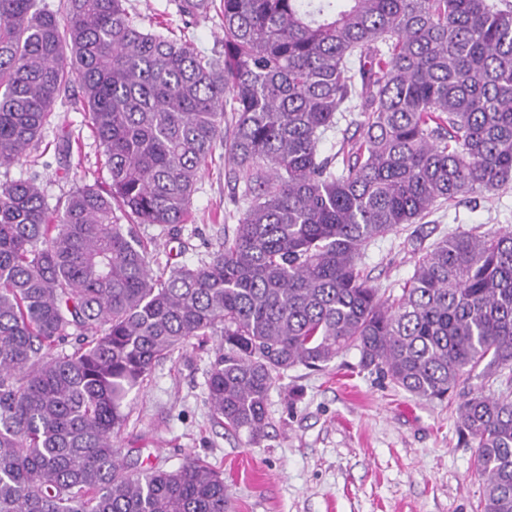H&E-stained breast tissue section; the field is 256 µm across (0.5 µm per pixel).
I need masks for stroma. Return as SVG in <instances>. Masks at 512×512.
Wrapping results in <instances>:
<instances>
[{
	"instance_id": "obj_1",
	"label": "stroma",
	"mask_w": 512,
	"mask_h": 512,
	"mask_svg": "<svg viewBox=\"0 0 512 512\" xmlns=\"http://www.w3.org/2000/svg\"><path fill=\"white\" fill-rule=\"evenodd\" d=\"M178 0H128L142 23L164 19L208 56L224 53L220 10L184 21ZM70 140L71 153L59 151ZM216 146L193 195L191 222L168 231L152 224L136 233L162 273L193 264L218 239L233 235L240 187ZM36 178L48 206L77 185L110 183L105 156L89 125L78 86L54 106L52 122L28 159L0 168V186ZM512 231V184L485 192L371 241L359 267L367 283L399 296L418 259L442 238L471 227ZM217 338L192 340L161 361L129 396V419L118 434L124 461L135 470L173 469L189 457L220 471L230 512H478L483 478L475 450L461 440L453 405L395 388L360 370L359 353H340L319 370L289 369L271 391L260 442L218 423L207 404V372Z\"/></svg>"
}]
</instances>
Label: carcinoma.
<instances>
[{
  "label": "carcinoma",
  "mask_w": 512,
  "mask_h": 512,
  "mask_svg": "<svg viewBox=\"0 0 512 512\" xmlns=\"http://www.w3.org/2000/svg\"><path fill=\"white\" fill-rule=\"evenodd\" d=\"M222 2L220 60L126 0L63 19L0 0V168L75 81L110 175L52 210L32 179L0 187V512H227L219 471H133L114 444L131 392L208 336L213 416L254 440L278 378L350 348L427 399L482 368L505 390L461 401L459 431L480 512H512V232L440 240L393 300L358 268L366 243L512 184V4ZM342 121L358 135L321 154ZM219 144L244 183L234 234L157 276L135 226L188 223Z\"/></svg>",
  "instance_id": "obj_1"
}]
</instances>
